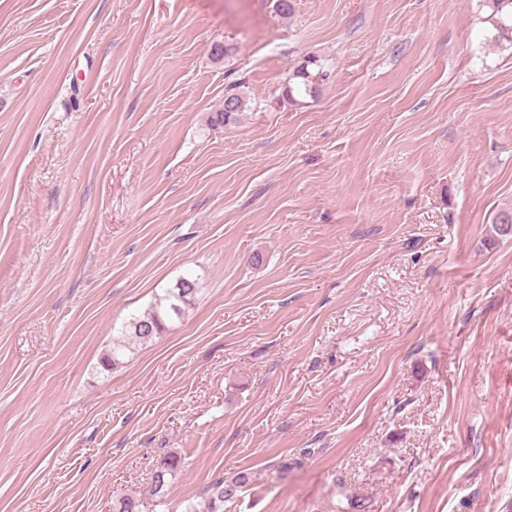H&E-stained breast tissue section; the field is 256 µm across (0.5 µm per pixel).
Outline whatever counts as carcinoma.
Listing matches in <instances>:
<instances>
[{
  "mask_svg": "<svg viewBox=\"0 0 512 512\" xmlns=\"http://www.w3.org/2000/svg\"><path fill=\"white\" fill-rule=\"evenodd\" d=\"M492 9V22L496 24L499 33L512 42V0H488ZM324 75L322 64L316 59L304 61L293 71L289 79L290 86L285 90L289 102H296L295 95L316 92V79ZM247 108L246 98L241 91V85L231 82L224 87V103L222 108L208 117L212 126H224L235 121L239 113ZM198 293L195 281L184 278L174 288L159 297L141 315L135 316L126 326V332L141 343L152 341L161 335L166 328L165 318L170 315L180 316L186 308L194 303ZM180 457L169 454L164 457L152 477V495L158 499L163 497L164 488L169 477L180 468ZM249 483L248 473L241 471L230 478L215 480L206 492L205 506L198 509L193 503L186 505L184 512H224V503L233 501Z\"/></svg>",
  "mask_w": 512,
  "mask_h": 512,
  "instance_id": "obj_1",
  "label": "carcinoma"
}]
</instances>
